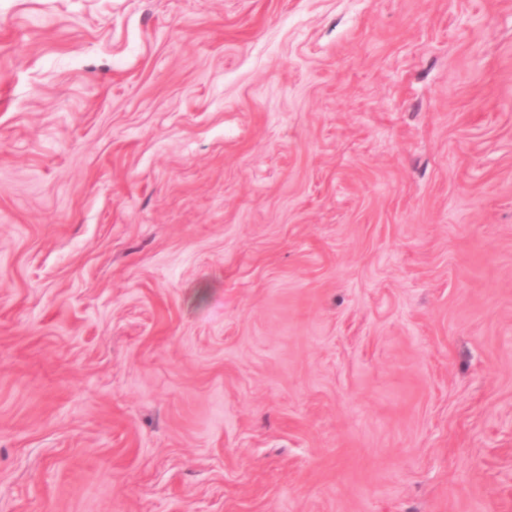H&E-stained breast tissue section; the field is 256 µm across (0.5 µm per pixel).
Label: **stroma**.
Listing matches in <instances>:
<instances>
[{
	"mask_svg": "<svg viewBox=\"0 0 512 512\" xmlns=\"http://www.w3.org/2000/svg\"><path fill=\"white\" fill-rule=\"evenodd\" d=\"M0 512H512V0H0Z\"/></svg>",
	"mask_w": 512,
	"mask_h": 512,
	"instance_id": "1",
	"label": "stroma"
}]
</instances>
